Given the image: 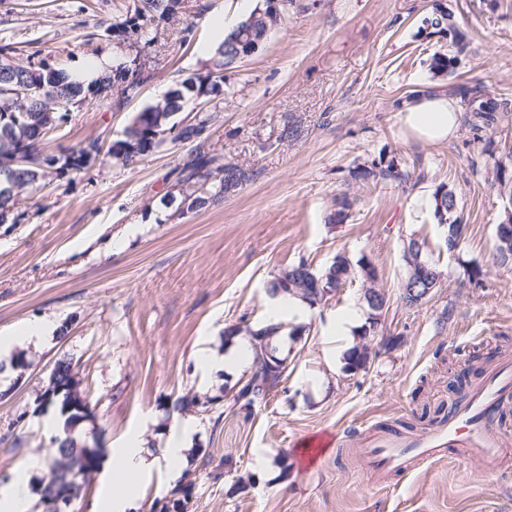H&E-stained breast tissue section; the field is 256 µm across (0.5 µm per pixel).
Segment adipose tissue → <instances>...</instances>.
I'll use <instances>...</instances> for the list:
<instances>
[{
	"label": "adipose tissue",
	"mask_w": 512,
	"mask_h": 512,
	"mask_svg": "<svg viewBox=\"0 0 512 512\" xmlns=\"http://www.w3.org/2000/svg\"><path fill=\"white\" fill-rule=\"evenodd\" d=\"M461 112L459 99L427 94L402 103L399 118L402 127L419 140L439 143L455 136ZM194 432L192 422L184 421L166 446L155 451L147 447L140 432H131L123 447L110 449V463L113 469L134 479L162 471L169 482H177L190 457L189 443Z\"/></svg>",
	"instance_id": "adipose-tissue-1"
}]
</instances>
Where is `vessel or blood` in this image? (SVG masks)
Here are the masks:
<instances>
[{"label": "vessel or blood", "mask_w": 512, "mask_h": 512, "mask_svg": "<svg viewBox=\"0 0 512 512\" xmlns=\"http://www.w3.org/2000/svg\"><path fill=\"white\" fill-rule=\"evenodd\" d=\"M510 398L512 356L506 355L489 368L447 427L417 438H399L368 429L351 443L350 452L376 486L386 485L396 474L419 472L450 453L462 459L507 464L503 450L512 446V436L497 427L494 416Z\"/></svg>", "instance_id": "vessel-or-blood-1"}]
</instances>
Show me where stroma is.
<instances>
[{
    "mask_svg": "<svg viewBox=\"0 0 512 512\" xmlns=\"http://www.w3.org/2000/svg\"><path fill=\"white\" fill-rule=\"evenodd\" d=\"M457 34L470 45L453 76L427 60L449 38L427 29L431 0H294L267 43L226 72L224 91L206 108L217 114L203 146L178 142L144 160L113 161L24 195L20 218L0 224V334L28 320L53 321L46 340L21 344L32 362L18 381L0 379V486L21 464L47 457L52 438L33 403L56 361L73 360L95 415L102 446L120 445L139 428L149 447L164 445L175 421L196 424L185 479V512H512V468L442 461L384 487L370 484L347 449L332 448L307 468L300 443L318 433L347 439L368 428L415 422L448 402V381L479 354V367L512 355V264L492 258L503 203L488 154L512 143V111L498 132L460 124L447 141L428 144L404 130L402 101L427 91L458 98L475 85L512 99V0H444ZM133 0H0V39L20 63L70 56L80 68L118 48L108 29ZM259 0H181L194 24L192 45L178 26L150 48L149 79L127 103L104 99L70 112L46 143L48 153L97 139H120L132 117L161 100L176 81L206 74L210 21L233 27ZM298 138L281 139L285 123ZM254 176L219 201L217 180L182 188L179 170L197 149ZM395 164L423 170L406 183L361 179ZM455 192L464 226L456 255L433 215L439 186ZM206 205L182 210L184 194ZM347 201L344 223L327 224ZM426 243L442 286L417 308L400 300L408 266L404 244ZM368 260L388 299L380 333L400 342L355 375L330 370L348 344L331 323L364 307L360 281L327 307H314L288 348L276 396L245 415L224 399L243 370L203 373V350L224 345L225 328L268 322L265 285L280 268L307 260L314 270L336 255ZM485 271L470 285L463 264ZM453 318L437 328L445 306ZM213 400L211 410H174L181 397ZM265 464H258V457Z\"/></svg>",
    "mask_w": 512,
    "mask_h": 512,
    "instance_id": "35a3bbf8",
    "label": "stroma"
}]
</instances>
